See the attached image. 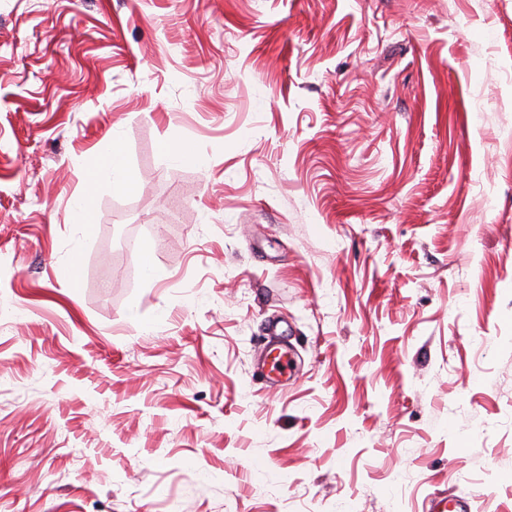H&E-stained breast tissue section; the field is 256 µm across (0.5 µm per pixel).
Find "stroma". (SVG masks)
Instances as JSON below:
<instances>
[{"instance_id":"obj_1","label":"stroma","mask_w":512,"mask_h":512,"mask_svg":"<svg viewBox=\"0 0 512 512\" xmlns=\"http://www.w3.org/2000/svg\"><path fill=\"white\" fill-rule=\"evenodd\" d=\"M434 493L512 512V0H0V512ZM125 167L123 151L119 143L113 140L112 144L100 151L98 164L83 175L86 192L74 212V223L80 224L84 230L93 223L92 191L102 174H108L112 178V186L117 190H126L129 187L125 178ZM273 352H276V355L269 361V356ZM264 364L268 366L269 372L276 377L290 375L293 366L290 351L280 346H272L266 350Z\"/></svg>"}]
</instances>
